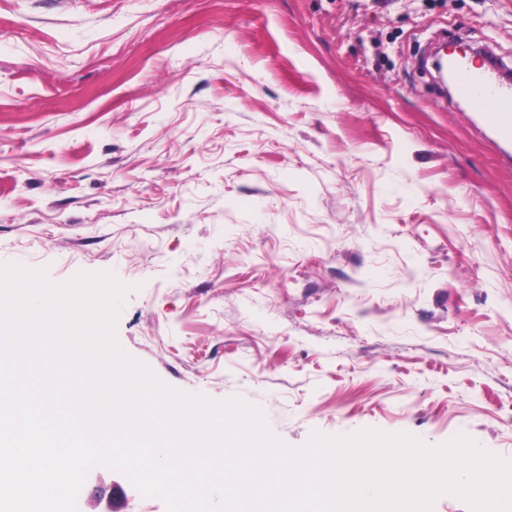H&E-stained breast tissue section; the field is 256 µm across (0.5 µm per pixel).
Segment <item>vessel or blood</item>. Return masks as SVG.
Here are the masks:
<instances>
[{
    "label": "vessel or blood",
    "instance_id": "b4317fda",
    "mask_svg": "<svg viewBox=\"0 0 512 512\" xmlns=\"http://www.w3.org/2000/svg\"><path fill=\"white\" fill-rule=\"evenodd\" d=\"M454 92L481 106L485 123L500 139L512 141V81L498 69L475 70L458 61Z\"/></svg>",
    "mask_w": 512,
    "mask_h": 512
}]
</instances>
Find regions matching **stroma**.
<instances>
[{"instance_id":"35a3bbf8","label":"stroma","mask_w":512,"mask_h":512,"mask_svg":"<svg viewBox=\"0 0 512 512\" xmlns=\"http://www.w3.org/2000/svg\"><path fill=\"white\" fill-rule=\"evenodd\" d=\"M512 0H0V263L132 287L122 348L272 432L512 460V145L427 58ZM80 512H167L92 469Z\"/></svg>"}]
</instances>
